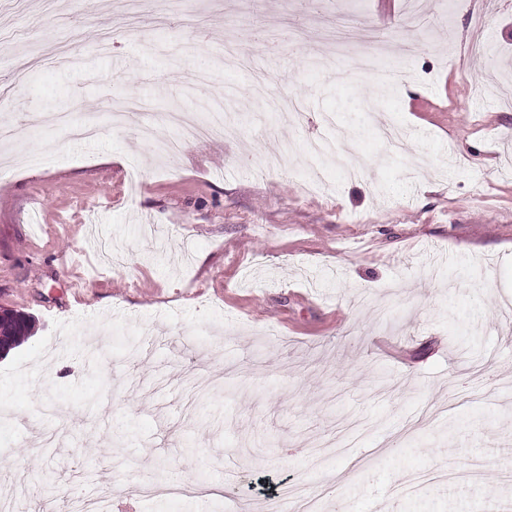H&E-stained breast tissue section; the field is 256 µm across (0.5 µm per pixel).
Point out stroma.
<instances>
[{"mask_svg":"<svg viewBox=\"0 0 512 512\" xmlns=\"http://www.w3.org/2000/svg\"><path fill=\"white\" fill-rule=\"evenodd\" d=\"M112 2L0 13V118L100 127L0 149V306L34 323L0 360V499L512 512V0H427L424 27L405 0H189L132 37ZM347 15L343 54L316 31ZM283 91L302 122L261 109ZM118 96L144 106L116 127ZM217 100L223 139L162 161L138 136Z\"/></svg>","mask_w":512,"mask_h":512,"instance_id":"obj_1","label":"stroma"}]
</instances>
